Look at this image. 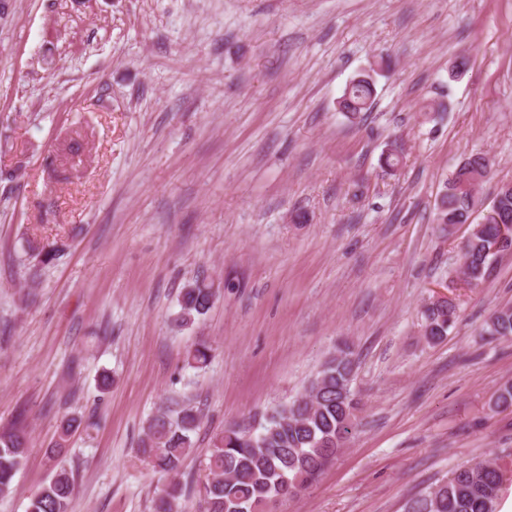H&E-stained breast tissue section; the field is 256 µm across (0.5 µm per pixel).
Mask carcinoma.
<instances>
[{"mask_svg":"<svg viewBox=\"0 0 512 512\" xmlns=\"http://www.w3.org/2000/svg\"><path fill=\"white\" fill-rule=\"evenodd\" d=\"M353 79L338 106L352 123L363 121L372 108L375 93L373 73ZM491 171L490 160L472 154L456 167L436 200L432 223L443 234L448 227L468 223L476 203L477 187ZM497 217L474 225L461 246V272L468 284L487 280L503 257L494 249L501 226L512 225V187L503 182L495 195ZM26 251L48 265L59 248L25 241ZM215 294L202 281L180 293V311L173 319L185 326L208 312ZM427 339L438 341L448 335L457 321L452 298L430 303L424 311ZM483 332L492 340L512 338V306L495 310L485 321ZM354 365L347 345L325 361L304 394L280 404L260 418H250L216 434L208 453L207 476L199 487L204 512H261L274 496L287 499L304 489L344 447L355 427L356 402L352 391ZM197 409L185 405L177 410H160L153 415L140 439L139 453L155 471L171 480L154 500V512H180L184 487L177 480L195 444L200 427ZM29 448V437L21 427L0 431V495L11 492L14 477ZM504 485L499 462L485 460L456 469L447 481L429 488L411 500L406 512H496ZM72 474L62 465L37 494L30 498L27 512H69L74 494Z\"/></svg>","mask_w":512,"mask_h":512,"instance_id":"cac0c4a2","label":"carcinoma"}]
</instances>
